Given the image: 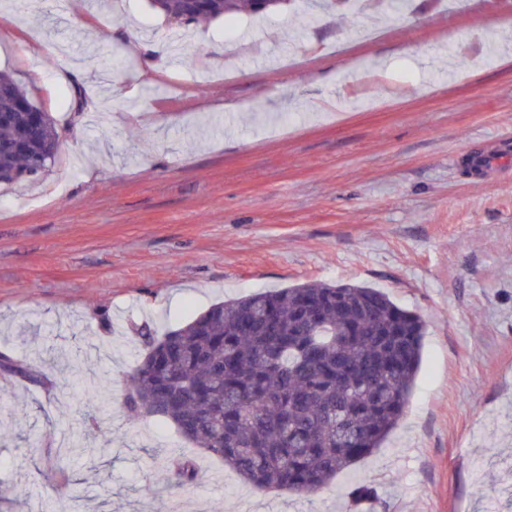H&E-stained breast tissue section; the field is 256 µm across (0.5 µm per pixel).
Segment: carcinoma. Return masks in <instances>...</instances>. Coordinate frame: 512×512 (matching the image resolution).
<instances>
[{"instance_id": "cac0c4a2", "label": "carcinoma", "mask_w": 512, "mask_h": 512, "mask_svg": "<svg viewBox=\"0 0 512 512\" xmlns=\"http://www.w3.org/2000/svg\"><path fill=\"white\" fill-rule=\"evenodd\" d=\"M253 0H211L193 20L254 12ZM26 95L0 74V175L12 183L55 162L58 128L15 111ZM426 323L374 288L306 282L211 305L157 334L135 329L145 351L128 375L127 416H152L217 456L243 480L307 494L380 448L402 419ZM0 373L42 380L0 354ZM112 399L90 387L85 406ZM178 485L198 479L186 455L168 462Z\"/></svg>"}]
</instances>
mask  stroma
<instances>
[{
	"label": "stroma",
	"mask_w": 512,
	"mask_h": 512,
	"mask_svg": "<svg viewBox=\"0 0 512 512\" xmlns=\"http://www.w3.org/2000/svg\"><path fill=\"white\" fill-rule=\"evenodd\" d=\"M0 71L63 131L45 172L0 185V352L53 382L0 393V512H512V0H294L230 27L0 0ZM493 148L507 164L473 172ZM310 281L426 323L374 454L307 495L127 418L133 326ZM105 382L87 428L80 392ZM75 434L95 458L66 453ZM176 455L195 483L170 482ZM169 478L178 485L192 484L198 479V470L190 456L173 457L168 462Z\"/></svg>",
	"instance_id": "35a3bbf8"
}]
</instances>
